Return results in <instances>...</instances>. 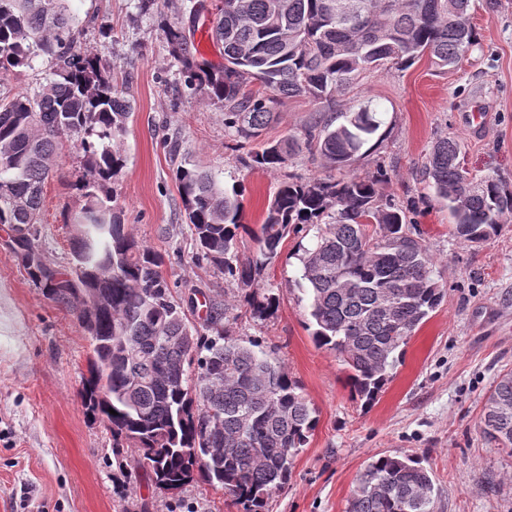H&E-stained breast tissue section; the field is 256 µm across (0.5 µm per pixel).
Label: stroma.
Here are the masks:
<instances>
[{"mask_svg": "<svg viewBox=\"0 0 512 512\" xmlns=\"http://www.w3.org/2000/svg\"><path fill=\"white\" fill-rule=\"evenodd\" d=\"M193 0H158L141 13L138 0H69L83 33L81 51L106 59L114 81L129 80L134 116L121 142L126 165L112 185L123 220L144 244L165 254L175 295L192 290L227 304L229 335L255 339L298 380L318 423L296 457L291 478L265 512H345L355 479L379 454L417 455L439 489L435 512H512V455L486 442L480 411L497 375L512 369V217L487 244L467 247L451 232L447 206L417 172L433 144H464L471 174L498 171L512 183V0H474L472 52L439 70L428 58L364 78L336 101V111L372 100L382 110L378 143L351 174L384 170V192L413 199L410 219L434 258L447 298L415 333L377 401L353 400L335 354L316 347L309 298L298 290L301 236L283 239L263 272L275 313L257 317L220 271L194 260L195 240L183 216L175 172L197 164L226 188L240 183L246 222L261 223L287 176L322 171L300 153L276 169L251 165L250 148L231 151L224 113L186 89L163 28L187 24ZM317 105L285 98L261 143L301 135ZM81 158L63 153L44 187L38 244L45 259L71 265L73 228L66 211L82 199ZM0 225V512H240L220 486L197 480L174 494L155 488L136 468L134 449L112 447V434L90 419L80 391L90 339L75 307L46 295L8 245Z\"/></svg>", "mask_w": 512, "mask_h": 512, "instance_id": "1", "label": "stroma"}]
</instances>
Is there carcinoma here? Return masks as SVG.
<instances>
[{
  "mask_svg": "<svg viewBox=\"0 0 512 512\" xmlns=\"http://www.w3.org/2000/svg\"><path fill=\"white\" fill-rule=\"evenodd\" d=\"M471 8V0H223L208 26L224 58L217 64L201 57L185 27L169 25L164 36L185 83L224 110L239 148L261 136L281 98L331 105L389 66L425 55L441 69L458 65L476 43ZM79 34L68 0H0V70L29 67L37 57L48 66L37 88L0 98V224L19 233L15 250L45 292L80 305L93 352L81 399L115 445L136 449L137 467L161 489L179 491L198 476L221 485L243 512H264L313 435L315 410L259 341L227 334L228 308L209 301L197 328L173 295L164 256L123 222L111 183L125 166L119 142L133 105L112 84L111 65L77 49ZM253 82L259 89L245 92ZM340 116L337 125L317 110L303 137L251 156L258 168H277L306 149L329 170L283 181L254 229L245 224L240 190L224 189L211 172L180 166L175 180L197 260L244 291L255 315L277 304L261 272L281 241L291 231H314L300 247L295 286L310 294L314 342L336 354L352 398L368 406L447 289L408 220L416 201L384 195L381 171L345 173L381 127L377 108L368 101ZM67 141L84 165V204L68 223L84 232L71 239L66 272L45 260L36 225ZM421 178L448 205L453 235L465 246L491 240L512 214V185L495 173L471 175L454 137L435 143ZM245 229L254 243L249 257L239 251ZM99 288L106 303L92 307ZM480 433L512 454V370L487 395ZM434 500L432 473L420 458L384 454L365 465L346 512H433Z\"/></svg>",
  "mask_w": 512,
  "mask_h": 512,
  "instance_id": "obj_1",
  "label": "carcinoma"
}]
</instances>
